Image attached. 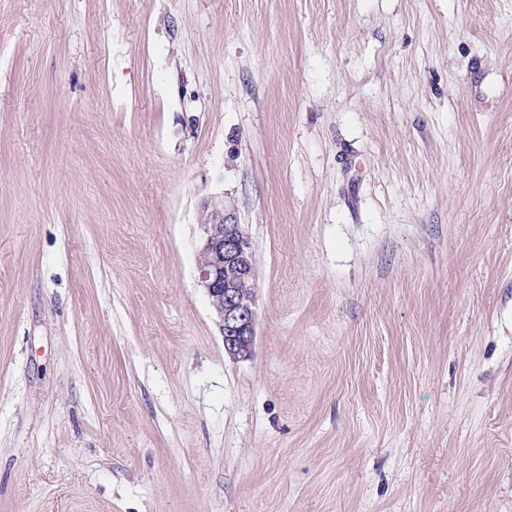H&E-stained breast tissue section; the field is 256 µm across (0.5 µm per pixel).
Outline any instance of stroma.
<instances>
[{
  "mask_svg": "<svg viewBox=\"0 0 512 512\" xmlns=\"http://www.w3.org/2000/svg\"><path fill=\"white\" fill-rule=\"evenodd\" d=\"M0 512H512V0H0ZM197 282L219 318L224 350L235 360L251 357L255 342V266L248 234L224 197L200 207Z\"/></svg>",
  "mask_w": 512,
  "mask_h": 512,
  "instance_id": "35a3bbf8",
  "label": "stroma"
}]
</instances>
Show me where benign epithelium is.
<instances>
[{"label":"benign epithelium","mask_w":512,"mask_h":512,"mask_svg":"<svg viewBox=\"0 0 512 512\" xmlns=\"http://www.w3.org/2000/svg\"><path fill=\"white\" fill-rule=\"evenodd\" d=\"M197 282L219 318L224 350L234 360L251 357L255 342V266L248 234L234 206L210 197L200 207Z\"/></svg>","instance_id":"1"}]
</instances>
